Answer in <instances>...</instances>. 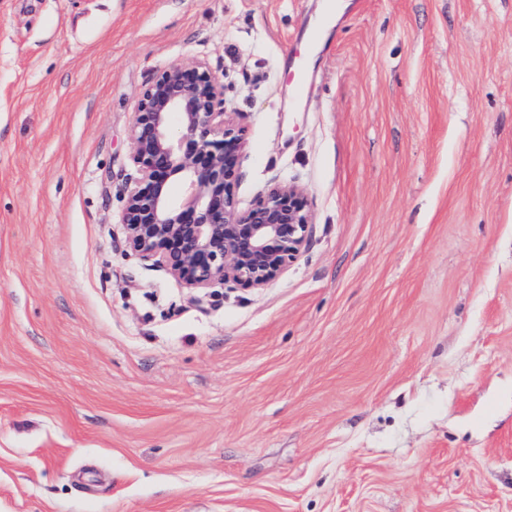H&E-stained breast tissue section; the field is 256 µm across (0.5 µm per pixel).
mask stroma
I'll return each instance as SVG.
<instances>
[{
	"label": "stroma",
	"instance_id": "35a3bbf8",
	"mask_svg": "<svg viewBox=\"0 0 512 512\" xmlns=\"http://www.w3.org/2000/svg\"><path fill=\"white\" fill-rule=\"evenodd\" d=\"M344 2L0 0V512H512V0ZM193 56L314 216L200 303L118 222Z\"/></svg>",
	"mask_w": 512,
	"mask_h": 512
}]
</instances>
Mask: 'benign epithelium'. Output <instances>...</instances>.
Returning <instances> with one entry per match:
<instances>
[{
  "label": "benign epithelium",
  "instance_id": "7a95c632",
  "mask_svg": "<svg viewBox=\"0 0 512 512\" xmlns=\"http://www.w3.org/2000/svg\"><path fill=\"white\" fill-rule=\"evenodd\" d=\"M129 143L136 177L119 214L126 246L194 301L226 286L261 290L306 249L313 212L300 186L274 180L241 205L247 130L206 60L155 71L137 101Z\"/></svg>",
  "mask_w": 512,
  "mask_h": 512
}]
</instances>
